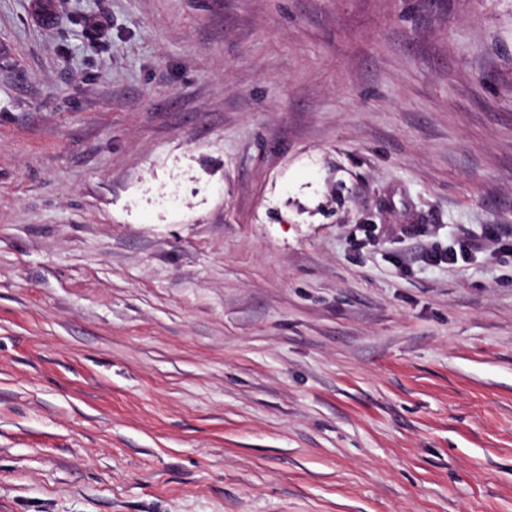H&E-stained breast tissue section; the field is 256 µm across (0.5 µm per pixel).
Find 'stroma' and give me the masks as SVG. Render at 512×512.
<instances>
[{
  "mask_svg": "<svg viewBox=\"0 0 512 512\" xmlns=\"http://www.w3.org/2000/svg\"><path fill=\"white\" fill-rule=\"evenodd\" d=\"M511 242L512 0H0V512H512Z\"/></svg>",
  "mask_w": 512,
  "mask_h": 512,
  "instance_id": "obj_1",
  "label": "stroma"
}]
</instances>
